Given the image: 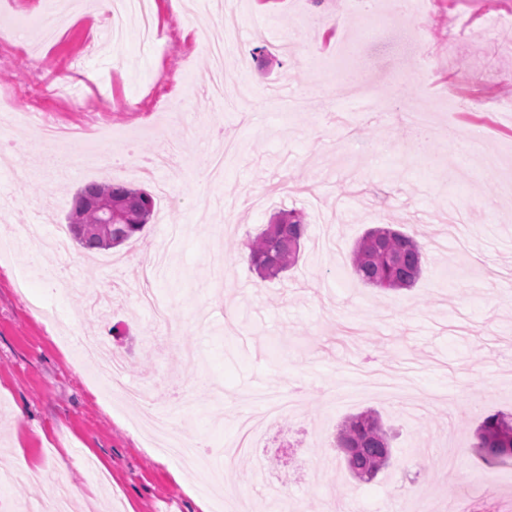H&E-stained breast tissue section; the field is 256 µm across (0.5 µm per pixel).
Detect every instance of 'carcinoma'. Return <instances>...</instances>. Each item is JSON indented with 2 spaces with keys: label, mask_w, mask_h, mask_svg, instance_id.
<instances>
[{
  "label": "carcinoma",
  "mask_w": 512,
  "mask_h": 512,
  "mask_svg": "<svg viewBox=\"0 0 512 512\" xmlns=\"http://www.w3.org/2000/svg\"><path fill=\"white\" fill-rule=\"evenodd\" d=\"M112 202V222L106 223L102 202ZM154 214L153 196L144 189L124 184L90 183L74 197L70 229L75 224H103L97 236L77 238L87 252L108 250L125 244L142 231ZM305 214L291 209L278 212L270 224L244 248L251 268L263 279L275 278L292 268L306 234ZM422 247L416 237L381 224L369 230L353 250L352 267L366 285L384 290L409 288L422 272ZM477 453L488 465L512 459V414L487 416L476 432ZM345 454L346 466L357 479L369 482L389 465L392 450L379 416L366 410L346 418L336 436Z\"/></svg>",
  "instance_id": "1"
}]
</instances>
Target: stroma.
Returning <instances> with one entry per match:
<instances>
[{
    "mask_svg": "<svg viewBox=\"0 0 512 512\" xmlns=\"http://www.w3.org/2000/svg\"><path fill=\"white\" fill-rule=\"evenodd\" d=\"M158 44L126 16L119 45L86 43L93 0H72L70 30L57 42L33 37L0 64V89L39 68L53 98L44 108L69 126L89 106L110 102L100 121L122 130L115 165L87 141L65 176L48 174L25 124L0 117V146L16 164L0 173V236L37 224L42 241L0 255V486L10 512L59 485L82 493L72 512H280L270 487L298 512H512V463L487 466L475 431L491 414L512 413V120L480 99L512 102V0H433L403 14L388 0L384 20L348 11L343 0H149ZM231 8L240 44L255 49L247 71L235 52L224 68L239 100L208 95L206 44L223 39ZM341 26H334V19ZM371 57L375 112L360 111L336 78L351 55ZM454 136L424 138L410 117ZM167 131L174 153L155 178L127 165L150 158ZM230 137L242 152L207 176L208 152ZM478 137L480 154L465 142ZM154 194V217L111 251L112 266L89 268L68 217L93 181ZM281 208L304 210L297 266L272 280L236 263L235 245ZM378 224L416 231L423 274L410 289L382 291L356 280L351 251ZM185 230L167 271L149 279L167 308L155 323L133 274L167 226ZM69 239L57 258L47 245ZM224 264L222 285L214 267ZM97 337L121 354L135 388L167 393L178 375L195 395L185 426L203 444L207 469L224 488L188 479L177 460L120 395L104 397L94 368L75 351ZM297 386L300 403L270 423L251 447L225 458L244 411L260 396ZM377 410L393 435L390 467L369 483L352 479L329 450L343 420Z\"/></svg>",
    "mask_w": 512,
    "mask_h": 512,
    "instance_id": "stroma-1",
    "label": "stroma"
}]
</instances>
